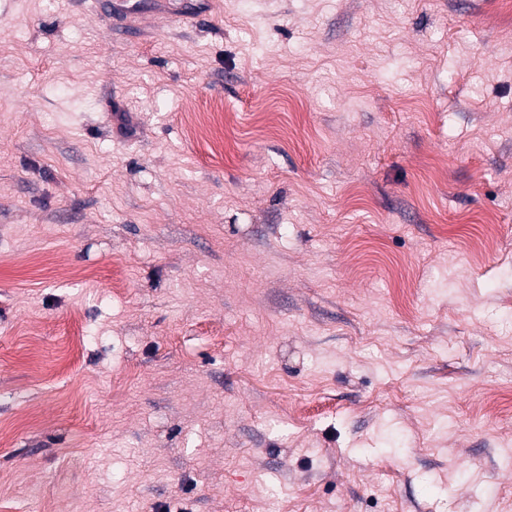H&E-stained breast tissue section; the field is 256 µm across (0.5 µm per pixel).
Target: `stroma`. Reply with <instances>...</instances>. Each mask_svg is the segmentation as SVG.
I'll return each mask as SVG.
<instances>
[{
    "label": "stroma",
    "instance_id": "obj_1",
    "mask_svg": "<svg viewBox=\"0 0 512 512\" xmlns=\"http://www.w3.org/2000/svg\"><path fill=\"white\" fill-rule=\"evenodd\" d=\"M0 429V512H512L502 0H0Z\"/></svg>",
    "mask_w": 512,
    "mask_h": 512
}]
</instances>
